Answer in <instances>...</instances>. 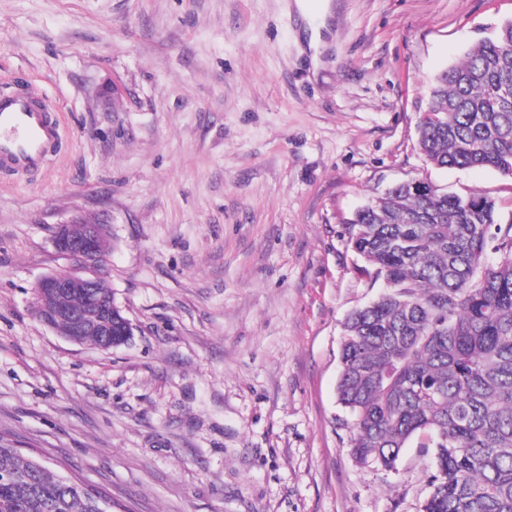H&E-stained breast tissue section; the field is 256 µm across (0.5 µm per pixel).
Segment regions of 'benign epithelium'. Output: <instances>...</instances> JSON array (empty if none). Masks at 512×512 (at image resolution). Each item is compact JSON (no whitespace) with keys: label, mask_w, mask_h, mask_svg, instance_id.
I'll use <instances>...</instances> for the list:
<instances>
[{"label":"benign epithelium","mask_w":512,"mask_h":512,"mask_svg":"<svg viewBox=\"0 0 512 512\" xmlns=\"http://www.w3.org/2000/svg\"><path fill=\"white\" fill-rule=\"evenodd\" d=\"M83 226V234L73 237L69 224ZM103 221L92 213H81L58 226L53 245L58 253L72 261V266L42 278L35 286L33 312L38 321L57 335L74 343L81 336L112 335V308L100 304L95 292L104 278L105 258L100 252ZM65 292H78L84 306L62 310L55 298Z\"/></svg>","instance_id":"benign-epithelium-1"}]
</instances>
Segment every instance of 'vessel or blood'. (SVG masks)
Segmentation results:
<instances>
[{
  "instance_id": "obj_1",
  "label": "vessel or blood",
  "mask_w": 512,
  "mask_h": 512,
  "mask_svg": "<svg viewBox=\"0 0 512 512\" xmlns=\"http://www.w3.org/2000/svg\"><path fill=\"white\" fill-rule=\"evenodd\" d=\"M60 141V124L44 96L0 86V170H40Z\"/></svg>"
}]
</instances>
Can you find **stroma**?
Returning <instances> with one entry per match:
<instances>
[{"label": "stroma", "mask_w": 512, "mask_h": 512, "mask_svg": "<svg viewBox=\"0 0 512 512\" xmlns=\"http://www.w3.org/2000/svg\"><path fill=\"white\" fill-rule=\"evenodd\" d=\"M329 5L0 0V83L63 134L42 171L0 172V437L112 512H422L426 449L359 464L337 402L344 320L383 291L345 227L407 179L512 207L511 176L436 167L416 133L432 76L512 0ZM80 211L109 227L129 345L34 316Z\"/></svg>", "instance_id": "stroma-1"}]
</instances>
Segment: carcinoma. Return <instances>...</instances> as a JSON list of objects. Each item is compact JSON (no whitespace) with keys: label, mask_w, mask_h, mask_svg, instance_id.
<instances>
[{"label":"carcinoma","mask_w":512,"mask_h":512,"mask_svg":"<svg viewBox=\"0 0 512 512\" xmlns=\"http://www.w3.org/2000/svg\"><path fill=\"white\" fill-rule=\"evenodd\" d=\"M512 19L436 74L417 126L440 168L512 174ZM347 242L387 291L348 315L339 403L352 453L385 470L432 449L423 512H512V221L495 200L400 182L358 211ZM497 254L490 262L488 253ZM0 512H97L85 487L0 438Z\"/></svg>","instance_id":"cac0c4a2"}]
</instances>
